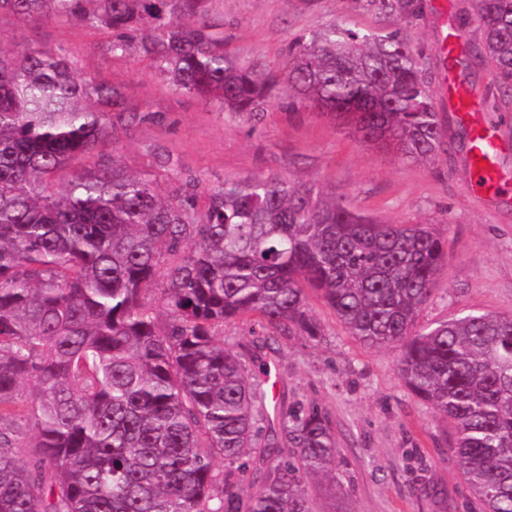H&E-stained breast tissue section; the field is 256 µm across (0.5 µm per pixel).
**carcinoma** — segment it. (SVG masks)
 I'll return each instance as SVG.
<instances>
[{"label": "carcinoma", "mask_w": 512, "mask_h": 512, "mask_svg": "<svg viewBox=\"0 0 512 512\" xmlns=\"http://www.w3.org/2000/svg\"><path fill=\"white\" fill-rule=\"evenodd\" d=\"M369 2L413 14L412 0ZM472 2L477 52L512 99V0ZM2 15L101 31L105 54L134 53L223 112L256 117L286 91L400 159L443 149L432 77L399 29L344 18L272 70L238 65L212 0H0ZM146 118L66 54L0 49V512H314L310 484L336 479L340 459L328 414L279 405L268 364L216 338L242 323L316 340L311 292L364 344L400 348L483 512H512V316L418 328L447 264L438 231L364 214L314 180L206 186L171 156L160 175L115 155L69 171ZM24 437L30 458L15 451Z\"/></svg>", "instance_id": "cac0c4a2"}]
</instances>
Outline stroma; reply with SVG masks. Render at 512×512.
<instances>
[{
  "mask_svg": "<svg viewBox=\"0 0 512 512\" xmlns=\"http://www.w3.org/2000/svg\"><path fill=\"white\" fill-rule=\"evenodd\" d=\"M410 19L386 17L365 0H216L224 43L240 66L281 65L288 44L346 18L356 27L406 30L432 73L436 108L445 130L435 160H402L359 142L329 115L289 104L280 93L259 120L219 112L180 95L135 56L110 57L99 49L104 34L65 20L33 24L0 18V47L66 52L87 75L121 87L130 107L147 119L103 154H117L128 169L177 157L183 171L207 183L249 176L314 179L345 197L354 209L400 224L428 223L448 239L447 265L420 317V326L470 313L512 315V193L476 192L464 123L449 100L446 82L464 87L481 122L499 140L498 167L512 175V103L486 111L497 94L493 66L473 60L465 72L444 68L447 25L460 28L462 50L477 47L469 0H414ZM310 311L320 341L279 338L262 351L271 367L275 398L314 403L328 412L342 450L338 482L316 481L317 512H478L451 449L453 430L414 397L398 374L400 351L369 348L350 335L319 298ZM442 489L431 498L423 487Z\"/></svg>",
  "mask_w": 512,
  "mask_h": 512,
  "instance_id": "1",
  "label": "stroma"
}]
</instances>
